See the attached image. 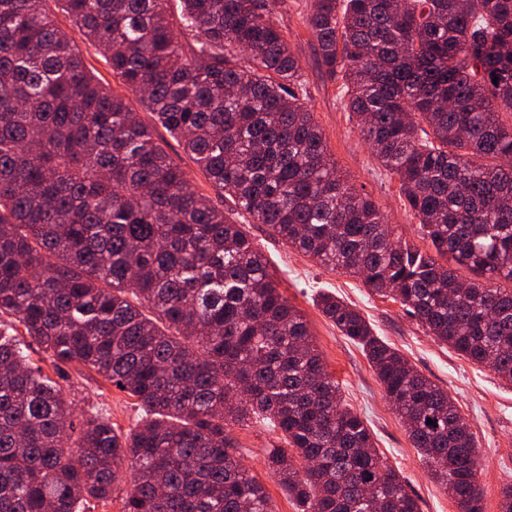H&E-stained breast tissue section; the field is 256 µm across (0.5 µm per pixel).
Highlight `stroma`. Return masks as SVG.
<instances>
[{
    "instance_id": "35a3bbf8",
    "label": "stroma",
    "mask_w": 512,
    "mask_h": 512,
    "mask_svg": "<svg viewBox=\"0 0 512 512\" xmlns=\"http://www.w3.org/2000/svg\"><path fill=\"white\" fill-rule=\"evenodd\" d=\"M314 0H277L274 13L305 81L306 101L339 168L361 192L381 208L395 236L417 244L418 221L406 209L397 177L390 174L361 137L346 104L341 81L326 76L316 55V41L307 23ZM57 24L80 45L86 64L96 78L125 96L144 121L152 116L139 97L128 93L96 51L84 45L81 34L64 11H56ZM157 137L189 175L193 189L212 204L233 210V203L218 196L199 166L165 129ZM247 230L266 256L279 280V288L306 318L328 373L339 384L344 402L365 420L384 461L404 477L408 492L418 499L421 512H457L447 492L429 475L413 448L405 427L377 379L362 349L342 336L319 311V293L336 294L352 304L371 324L376 336L399 350L425 377L447 390L465 419L479 450V483L484 512H499L502 490L512 484V385L488 367L473 363L434 340L400 305L368 288L355 276L325 269L303 254L269 236L264 225ZM20 343L32 364L43 366L72 401L77 415H100L111 420L119 433L132 430L142 411L134 398L77 363L44 365V354L29 337ZM237 453L247 469L263 483L273 512H298L295 501L264 464L265 451L279 444L281 433L264 423L234 427Z\"/></svg>"
}]
</instances>
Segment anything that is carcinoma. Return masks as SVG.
Returning <instances> with one entry per match:
<instances>
[{
  "label": "carcinoma",
  "mask_w": 512,
  "mask_h": 512,
  "mask_svg": "<svg viewBox=\"0 0 512 512\" xmlns=\"http://www.w3.org/2000/svg\"><path fill=\"white\" fill-rule=\"evenodd\" d=\"M51 1L236 210L392 287L427 333L512 383V287L496 285L512 282V0H316L309 15L426 250L394 240L339 169L272 0H180L176 15L170 0H0V316L143 411L125 435L74 422L0 334V512H81L125 465L123 512H272L231 437L254 418L281 431L265 459L298 512H420L244 225L97 81ZM317 306L368 357L458 512H483L480 454L448 392L353 307Z\"/></svg>",
  "instance_id": "cac0c4a2"
}]
</instances>
